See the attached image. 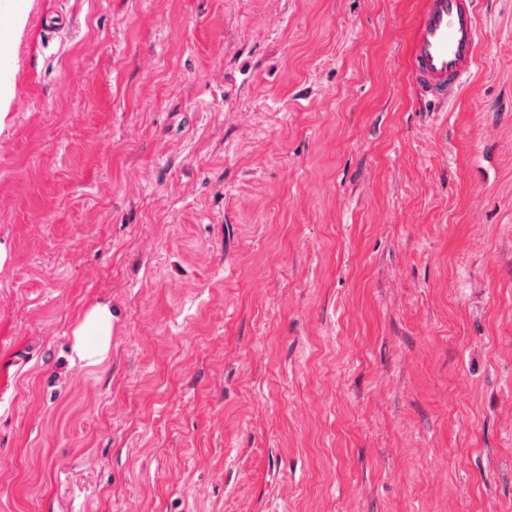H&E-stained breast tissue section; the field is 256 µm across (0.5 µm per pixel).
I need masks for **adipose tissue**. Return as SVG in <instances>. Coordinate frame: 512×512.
Listing matches in <instances>:
<instances>
[{
  "instance_id": "adipose-tissue-1",
  "label": "adipose tissue",
  "mask_w": 512,
  "mask_h": 512,
  "mask_svg": "<svg viewBox=\"0 0 512 512\" xmlns=\"http://www.w3.org/2000/svg\"><path fill=\"white\" fill-rule=\"evenodd\" d=\"M31 0H0V11L12 13L11 27L0 29V106L13 97L11 67L14 48L22 34L27 6ZM71 346V361L98 366L107 361L112 349V308L106 303L90 305L76 323Z\"/></svg>"
}]
</instances>
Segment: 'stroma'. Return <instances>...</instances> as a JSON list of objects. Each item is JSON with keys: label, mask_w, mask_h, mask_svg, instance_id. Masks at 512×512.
<instances>
[{"label": "stroma", "mask_w": 512, "mask_h": 512, "mask_svg": "<svg viewBox=\"0 0 512 512\" xmlns=\"http://www.w3.org/2000/svg\"><path fill=\"white\" fill-rule=\"evenodd\" d=\"M419 9L32 0L0 512H512V0L444 112ZM70 360L87 366L107 361L112 349V307L107 303L90 305L72 331Z\"/></svg>", "instance_id": "35a3bbf8"}]
</instances>
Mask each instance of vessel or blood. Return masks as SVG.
<instances>
[{"label":"vessel or blood","instance_id":"vessel-or-blood-1","mask_svg":"<svg viewBox=\"0 0 512 512\" xmlns=\"http://www.w3.org/2000/svg\"><path fill=\"white\" fill-rule=\"evenodd\" d=\"M485 38L476 0H422L410 37V74L420 101L437 111L472 77Z\"/></svg>","mask_w":512,"mask_h":512}]
</instances>
